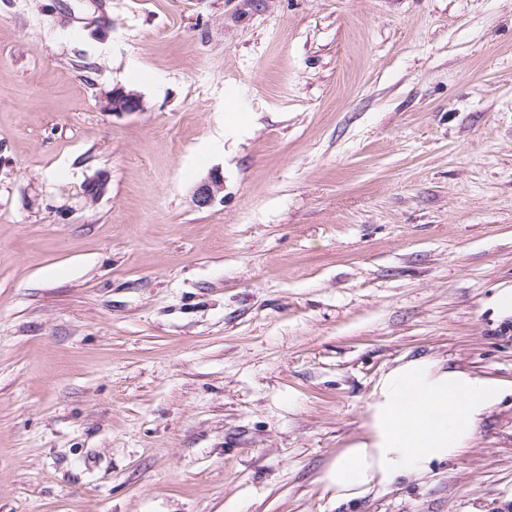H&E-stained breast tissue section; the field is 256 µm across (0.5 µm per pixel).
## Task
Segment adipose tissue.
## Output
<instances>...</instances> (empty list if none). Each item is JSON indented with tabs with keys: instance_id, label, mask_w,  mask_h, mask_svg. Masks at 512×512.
Here are the masks:
<instances>
[{
	"instance_id": "adipose-tissue-1",
	"label": "adipose tissue",
	"mask_w": 512,
	"mask_h": 512,
	"mask_svg": "<svg viewBox=\"0 0 512 512\" xmlns=\"http://www.w3.org/2000/svg\"><path fill=\"white\" fill-rule=\"evenodd\" d=\"M512 385L446 366L430 356L381 373L362 433L320 476L332 499L348 501L420 477L469 450L486 415Z\"/></svg>"
}]
</instances>
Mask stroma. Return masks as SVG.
Segmentation results:
<instances>
[{
  "mask_svg": "<svg viewBox=\"0 0 512 512\" xmlns=\"http://www.w3.org/2000/svg\"><path fill=\"white\" fill-rule=\"evenodd\" d=\"M500 288L512 0H0V512H512L511 395L319 480L400 362L512 381ZM103 108L114 114L135 113L144 110L142 96L133 90L123 87H113L101 100ZM222 182L221 175L216 173L199 183L193 193L194 205L197 208H206L212 205Z\"/></svg>",
  "mask_w": 512,
  "mask_h": 512,
  "instance_id": "35a3bbf8",
  "label": "stroma"
}]
</instances>
